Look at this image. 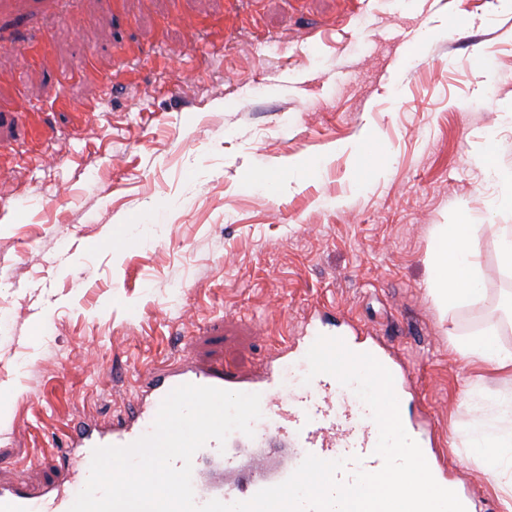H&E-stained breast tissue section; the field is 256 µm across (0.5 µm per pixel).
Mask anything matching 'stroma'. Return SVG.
I'll use <instances>...</instances> for the list:
<instances>
[{
	"instance_id": "obj_1",
	"label": "stroma",
	"mask_w": 512,
	"mask_h": 512,
	"mask_svg": "<svg viewBox=\"0 0 512 512\" xmlns=\"http://www.w3.org/2000/svg\"><path fill=\"white\" fill-rule=\"evenodd\" d=\"M0 481L63 463L181 353L251 372L316 312L411 361L407 417L472 505L504 512L474 428L512 370V0H0ZM111 78L98 111L86 59ZM377 136L370 168L342 146ZM440 224H483L477 299L441 309ZM457 352L476 364H489L497 369H512V352L504 351L492 331L479 335L452 334Z\"/></svg>"
}]
</instances>
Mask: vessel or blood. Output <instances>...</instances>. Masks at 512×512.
I'll use <instances>...</instances> for the list:
<instances>
[{"label":"vessel or blood","mask_w":512,"mask_h":512,"mask_svg":"<svg viewBox=\"0 0 512 512\" xmlns=\"http://www.w3.org/2000/svg\"><path fill=\"white\" fill-rule=\"evenodd\" d=\"M344 342L352 351L371 353L392 373L397 397H404L408 371L404 361L361 329H352ZM284 368V363L265 361L257 375L248 377L223 364L195 365L184 354L168 368L146 371L133 405L113 418L111 428L100 430L82 421L67 424L65 462L47 489L25 493L0 486V512H69L88 479L93 449L126 446L148 433L164 398L184 384L259 394L271 417L270 423L254 425L253 435L235 431L225 444L211 441L194 454L196 504L250 499L260 489L285 481L310 454L324 460L345 459L336 475L341 482L351 481L359 470L379 471L383 460L374 452L379 430L368 407L351 401L349 387L327 374L317 375L314 386L283 397ZM403 425L430 462L435 480L447 485L442 468L434 463L433 444L422 424L407 419Z\"/></svg>","instance_id":"obj_1"}]
</instances>
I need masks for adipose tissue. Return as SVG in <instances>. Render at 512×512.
Wrapping results in <instances>:
<instances>
[{"mask_svg":"<svg viewBox=\"0 0 512 512\" xmlns=\"http://www.w3.org/2000/svg\"><path fill=\"white\" fill-rule=\"evenodd\" d=\"M485 230L482 224L437 226L436 242L427 252L425 262L431 273V291L440 308L446 310L467 305L477 295L480 265L473 244ZM453 346L473 363L512 369V352L502 349L494 332L454 336ZM471 448L488 472L512 474L511 433L476 430Z\"/></svg>","mask_w":512,"mask_h":512,"instance_id":"1","label":"adipose tissue"}]
</instances>
